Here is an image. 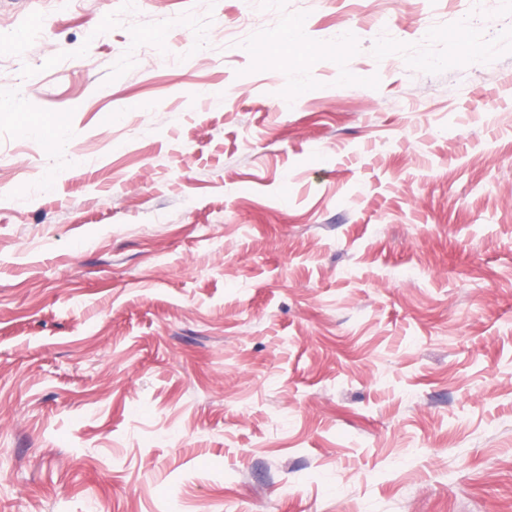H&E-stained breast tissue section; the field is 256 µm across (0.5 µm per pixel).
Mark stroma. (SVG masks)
I'll list each match as a JSON object with an SVG mask.
<instances>
[{"label": "stroma", "instance_id": "35a3bbf8", "mask_svg": "<svg viewBox=\"0 0 512 512\" xmlns=\"http://www.w3.org/2000/svg\"><path fill=\"white\" fill-rule=\"evenodd\" d=\"M7 32L0 512H512V0Z\"/></svg>", "mask_w": 512, "mask_h": 512}]
</instances>
